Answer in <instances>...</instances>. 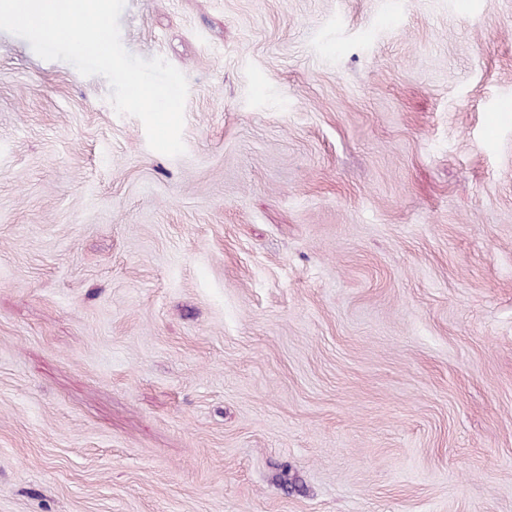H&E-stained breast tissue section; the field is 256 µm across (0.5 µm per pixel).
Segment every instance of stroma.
Here are the masks:
<instances>
[{
  "label": "stroma",
  "mask_w": 512,
  "mask_h": 512,
  "mask_svg": "<svg viewBox=\"0 0 512 512\" xmlns=\"http://www.w3.org/2000/svg\"><path fill=\"white\" fill-rule=\"evenodd\" d=\"M184 155L0 31V512H512V0H125Z\"/></svg>",
  "instance_id": "35a3bbf8"
}]
</instances>
